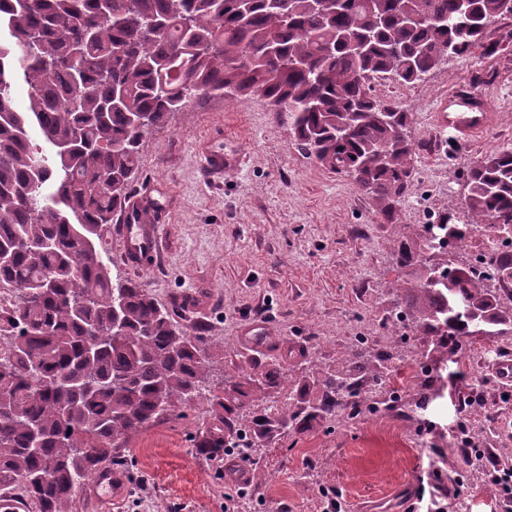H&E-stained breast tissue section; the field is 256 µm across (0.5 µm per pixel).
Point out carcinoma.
<instances>
[{
    "mask_svg": "<svg viewBox=\"0 0 512 512\" xmlns=\"http://www.w3.org/2000/svg\"><path fill=\"white\" fill-rule=\"evenodd\" d=\"M512 0H0V490L20 488L36 512H70L75 487L140 428L207 405L197 447L224 451L245 396L207 385L206 338L183 331L147 289L110 276L100 250L132 194L143 134L202 94H260L288 114L295 145L371 195L391 222L415 179L408 113L375 94L410 86L453 50L493 55L489 26ZM27 86L16 108L15 84ZM35 129L42 143L32 141ZM470 221L440 224L462 244L481 224H512V149L469 170ZM420 276L418 323L429 336L512 330V242L488 270ZM357 380L325 376L306 414L356 409Z\"/></svg>",
    "mask_w": 512,
    "mask_h": 512,
    "instance_id": "carcinoma-1",
    "label": "carcinoma"
}]
</instances>
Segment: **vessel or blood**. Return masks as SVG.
I'll use <instances>...</instances> for the list:
<instances>
[{
  "label": "vessel or blood",
  "instance_id": "b4317fda",
  "mask_svg": "<svg viewBox=\"0 0 512 512\" xmlns=\"http://www.w3.org/2000/svg\"><path fill=\"white\" fill-rule=\"evenodd\" d=\"M453 102L461 104V111H449V103L440 102L432 114L436 127H454L462 138L471 139L483 135L493 126L495 113L490 112L478 99L459 94ZM199 156L204 177L215 185L223 181L225 174L236 169L238 163L237 155L225 154L208 142L201 144ZM154 205L152 192L147 189L131 199L122 212L124 257L130 266L147 268L155 264L161 226L155 221L144 223L142 214L143 209Z\"/></svg>",
  "mask_w": 512,
  "mask_h": 512
}]
</instances>
